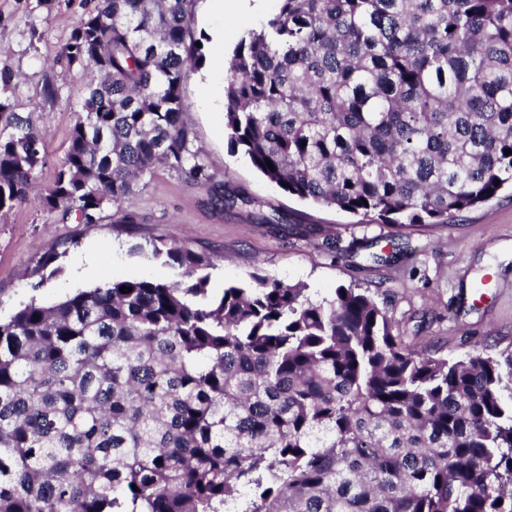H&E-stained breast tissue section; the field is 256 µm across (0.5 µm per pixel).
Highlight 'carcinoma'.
Segmentation results:
<instances>
[{"instance_id":"obj_1","label":"carcinoma","mask_w":512,"mask_h":512,"mask_svg":"<svg viewBox=\"0 0 512 512\" xmlns=\"http://www.w3.org/2000/svg\"><path fill=\"white\" fill-rule=\"evenodd\" d=\"M192 2L79 19L60 58L88 80L47 187L44 134L0 72V211L92 224L159 167L237 205L184 120ZM280 2L224 84L228 142L266 178L397 229L512 186V0ZM152 255L185 281L0 322V512H512V349L450 360L408 348L366 290L255 275L214 297L205 253Z\"/></svg>"}]
</instances>
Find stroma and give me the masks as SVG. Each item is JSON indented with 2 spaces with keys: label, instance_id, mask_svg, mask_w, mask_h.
Here are the masks:
<instances>
[{
  "label": "stroma",
  "instance_id": "stroma-1",
  "mask_svg": "<svg viewBox=\"0 0 512 512\" xmlns=\"http://www.w3.org/2000/svg\"><path fill=\"white\" fill-rule=\"evenodd\" d=\"M95 0H0V71L11 74L9 94L16 112L29 116L46 134L47 162L37 183L51 184L64 155L75 119L82 69L58 62L61 46ZM262 16L207 14L194 0L190 28L204 39L208 65L216 60L208 37L224 32V57L246 29ZM58 88L46 98V83ZM199 69L183 82L185 119L192 148L207 165L214 185L245 197V204L215 209L208 192L165 169L145 179L119 206L94 224L76 216L41 209L29 201L0 213V319L8 320L30 301L46 305L111 280L141 279L172 283L183 278L177 265L153 258L151 243H189L206 252L210 288L249 285L260 273L287 284L303 285L315 299L331 297L338 287L378 293L393 315L405 343L429 347L457 358L486 342L497 351L512 345V192L463 214L451 224L398 230L331 207L288 195L263 176L243 153L231 149L224 115L206 111ZM136 215L134 226L120 224ZM278 215V225L261 216ZM337 239L329 250L327 239ZM352 245L384 255L382 263L351 258ZM57 253L55 273L33 289V270Z\"/></svg>",
  "mask_w": 512,
  "mask_h": 512
}]
</instances>
